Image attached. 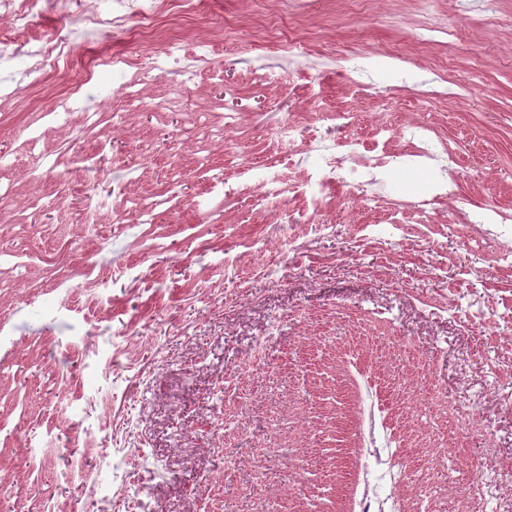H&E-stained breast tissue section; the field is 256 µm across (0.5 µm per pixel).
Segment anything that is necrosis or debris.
<instances>
[{
	"label": "necrosis or debris",
	"mask_w": 512,
	"mask_h": 512,
	"mask_svg": "<svg viewBox=\"0 0 512 512\" xmlns=\"http://www.w3.org/2000/svg\"><path fill=\"white\" fill-rule=\"evenodd\" d=\"M215 2L80 0V27L38 37L33 29L35 18L68 8V0H0V71L7 75L6 80L0 82V97L11 94L9 76L18 74L28 85H43L42 60L50 59L66 68L77 48L84 47L89 54L78 70L79 82L63 92L58 104L42 110L40 116L56 125L69 124L77 117L85 128H95L100 123V114L85 105L81 90L96 81L102 66L111 67L126 97L137 98L139 83L137 74L130 70V60L114 52L111 43L100 39V32L107 28L116 32L130 31L138 46L155 47L156 52L150 58L153 70L181 77L186 82L194 75L184 52L186 42H194L203 56L208 54L212 43L211 37L194 28L192 22L208 12ZM275 7V15L256 18L255 23L266 38L280 43L285 53H293L301 44L296 4L294 0H276ZM131 19L137 22L132 29L127 26ZM277 139L289 155L303 157L306 164L303 177L289 181L279 164L242 160L234 172L240 189L252 194L259 210L298 201L311 217L321 218L326 213V189L339 183L349 186L362 202L380 201L393 157L391 147L401 138L398 128L382 119L374 120L367 134L348 132L341 114L325 111L316 122L305 126L280 125ZM406 141V155L411 161L439 163L431 189L426 195L408 202V209L420 223L429 224L440 207H447L453 216L468 225L469 245L496 266L511 268L512 211L504 210L492 199L483 203L479 210H471L470 200L448 183L449 167L461 162L458 144L448 141L426 124L416 125ZM82 196L83 223H96L105 210L112 211L119 219L133 214L141 223L154 221L155 204L130 193L122 180L113 181L112 192L105 197L96 193L93 184H86Z\"/></svg>",
	"instance_id": "1"
}]
</instances>
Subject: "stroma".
Wrapping results in <instances>:
<instances>
[{
  "label": "stroma",
  "instance_id": "1",
  "mask_svg": "<svg viewBox=\"0 0 512 512\" xmlns=\"http://www.w3.org/2000/svg\"><path fill=\"white\" fill-rule=\"evenodd\" d=\"M483 6L433 0L455 35L415 51L420 0H373L365 13L301 0L302 62L319 99L289 74L277 87L259 81L258 62L282 53L245 22L223 30L186 85L146 71L145 52L129 46L137 100L117 96L108 72L86 93L99 112H126L122 131L46 128L37 106L70 81L49 62L47 86L21 84L0 101V151L15 153L20 188L0 211L12 251L0 272L15 276L0 288L14 339L0 351V512H80L79 497L95 498L98 512L127 500L138 512H512V485L483 501L466 494L486 448L512 464V338L484 319L512 308V268L465 246L452 219L361 233L387 219L390 202L421 192L426 168L396 159L377 208L332 187L324 226L298 203L287 216L259 211L246 193L205 216L188 206L242 158L286 162L272 127L316 121L324 107L351 113L361 132L374 113L430 122L464 146L448 173L459 192L512 209V0H499L493 32ZM355 74L366 95L350 89ZM459 79L465 96L420 105ZM196 112H237L241 125L206 149ZM26 125L46 151L75 143L90 153L112 139L104 183L117 175L133 194L170 198V213L116 224L105 212L85 228L61 169L28 179ZM54 194L66 209L46 208ZM91 262L112 275L98 301L78 293L60 312L29 306ZM452 401L484 432L459 434Z\"/></svg>",
  "mask_w": 512,
  "mask_h": 512
}]
</instances>
